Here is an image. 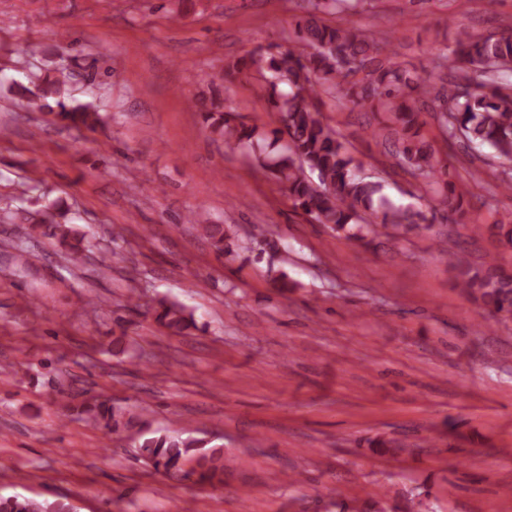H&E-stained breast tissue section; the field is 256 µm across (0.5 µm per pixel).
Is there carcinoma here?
<instances>
[{
    "label": "carcinoma",
    "mask_w": 512,
    "mask_h": 512,
    "mask_svg": "<svg viewBox=\"0 0 512 512\" xmlns=\"http://www.w3.org/2000/svg\"><path fill=\"white\" fill-rule=\"evenodd\" d=\"M366 0H303L296 18L293 47L286 53H258L248 62L237 61L224 70L234 79L254 69L260 91L267 93L280 126L269 132L237 120L219 103L201 99L192 105L203 112L205 128L229 149H241L266 172L295 210L327 229L363 242L367 238L395 237L437 220L433 209L396 205L383 193L384 184L359 173L362 164L322 119L327 97L348 101L370 112L389 115L382 137L394 166L427 179L453 213H464V194L455 191L447 160L421 134L419 118L432 111L442 127L443 142L463 140L488 146L505 163H512V35L495 37L464 32L439 67L456 71L441 87L432 75L422 74L395 60L388 42H381L350 25ZM324 14H339L328 23ZM69 58L58 56L53 68L32 72L28 84L11 82L8 91L19 102L49 116L64 128L92 129L100 113L89 105L68 106L61 96L60 76ZM188 221L202 226L205 237L220 255L232 253L230 228L211 224L204 207ZM57 238L75 258L91 250L90 242L66 224H56ZM457 285L482 308L508 324L512 321V275L495 265L475 266L466 253L456 256ZM156 321L172 335L195 326L193 314L176 302L160 299L151 306ZM92 425L112 433H126L134 416L100 401L84 409ZM144 462L169 477L195 485L223 482L224 460L208 442L182 437L178 431L133 437ZM0 512H71L70 505H44L21 496H0Z\"/></svg>",
    "instance_id": "1"
}]
</instances>
